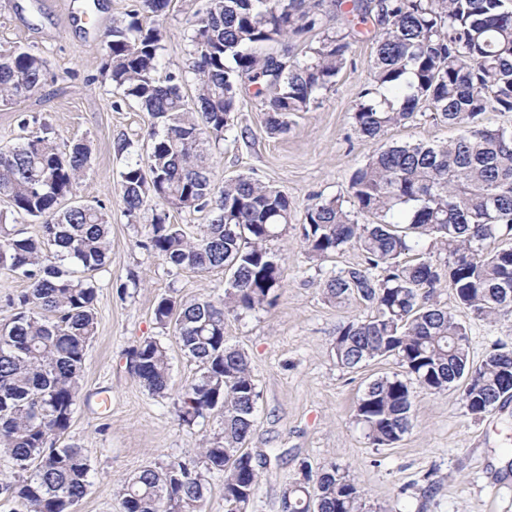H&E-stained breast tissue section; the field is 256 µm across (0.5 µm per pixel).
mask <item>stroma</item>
Returning <instances> with one entry per match:
<instances>
[{"mask_svg": "<svg viewBox=\"0 0 512 512\" xmlns=\"http://www.w3.org/2000/svg\"><path fill=\"white\" fill-rule=\"evenodd\" d=\"M139 0H0V49L20 48L46 62V80L35 94L0 104V147L17 145L21 122L46 126L60 149L82 141L91 162L75 195L103 204L111 216L110 259L90 274L96 288V333L87 351L81 394L62 441L83 448L92 465L91 486L75 512H122L121 489L143 466L167 464L223 436L220 414L179 423L174 403L198 367L172 330L154 319L161 296L190 302L224 293L226 276L216 269H174L147 249L154 215L199 230L204 212L152 205L128 215L120 173L127 157L116 145L129 141L142 151L150 117L122 100L100 73L101 49L113 26L127 21ZM189 16L185 0H170L163 19V62L182 74L184 95L194 92L190 70ZM352 53L319 108L299 113L288 132L269 134L266 115L251 86L239 95L237 125L206 145L216 185L244 174L288 194L294 219L274 245L281 256L282 288L274 307L227 316L224 335L243 349L259 399L256 427L247 448L260 479L248 512H281L284 490L302 482L306 470L336 467L362 492L363 512H512V399L482 416L470 414L460 388L422 390L398 356L355 370L336 362L337 328L371 316L365 302H328L324 283L358 265L359 251L346 249L327 261L309 259L301 224L311 199L347 195L352 173L365 165L378 143L440 142L454 131L432 113L386 131L381 142L358 138L353 111L368 80L374 52L368 34H352ZM435 300L453 310L468 331V351L481 363L494 344L512 348V315L479 321L456 306L451 288ZM160 339L170 362V393L151 395L131 373L127 353L145 338ZM402 378L414 394L411 427L390 445H375L356 418L368 383Z\"/></svg>", "mask_w": 512, "mask_h": 512, "instance_id": "35a3bbf8", "label": "stroma"}]
</instances>
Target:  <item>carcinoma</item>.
<instances>
[{"instance_id":"obj_1","label":"carcinoma","mask_w":512,"mask_h":512,"mask_svg":"<svg viewBox=\"0 0 512 512\" xmlns=\"http://www.w3.org/2000/svg\"><path fill=\"white\" fill-rule=\"evenodd\" d=\"M131 21L112 28L102 74L113 89L153 119L147 149L126 163L120 185L126 212L155 200L208 211L209 224L190 236L157 215L149 247L166 264L199 271L224 269V297L158 300L154 318L173 327L199 375L175 402L186 425L213 412L224 436L197 454L145 466L123 489V512H203L207 474L224 475V512H247L259 473L244 446L254 431L259 393L248 357L228 344L224 319L275 304L282 288L272 243L291 223V203L277 188L247 175L218 187L204 141L235 127L241 82L255 87L266 128L282 133L290 118L322 105L349 62L352 42L329 24L324 0H206L189 16L195 94L182 74L160 63L161 18L169 0H140ZM335 16L372 23L370 82L359 93L357 133L377 140L412 121L422 105L458 130L439 143L382 146L355 170L348 198L317 197L307 207L302 240L324 260L348 247L362 263L325 283L336 303L358 298L367 319L336 330L339 365L355 369L396 355L421 387L444 392L464 381L462 401L474 416L512 398V349L496 344L479 365L470 362L468 333L431 297L448 276L457 307L478 320L512 313V127L487 114L512 112V7L506 0H332ZM319 34L302 56L295 42ZM44 59L22 49L0 51V103L16 104L41 88ZM90 162L78 142L58 149L46 132L0 148V196L13 222L42 221V234L9 232L0 224V267L30 281L16 312L0 322V455L19 475L12 497L25 512H72L88 493L91 464L83 449L57 442L70 426L80 395L86 350L96 331L92 280L69 266L101 269L110 251L108 213L73 196ZM403 221L395 222L396 215ZM368 221L361 222L359 217ZM429 248L422 251V243ZM418 251L416 262L401 256ZM379 274H374V271ZM130 371L153 396L169 388L161 341L146 338L128 351ZM413 395L396 376L370 382L357 420L376 445L393 443L411 425ZM284 512H363L356 484L336 467L287 489Z\"/></svg>"}]
</instances>
